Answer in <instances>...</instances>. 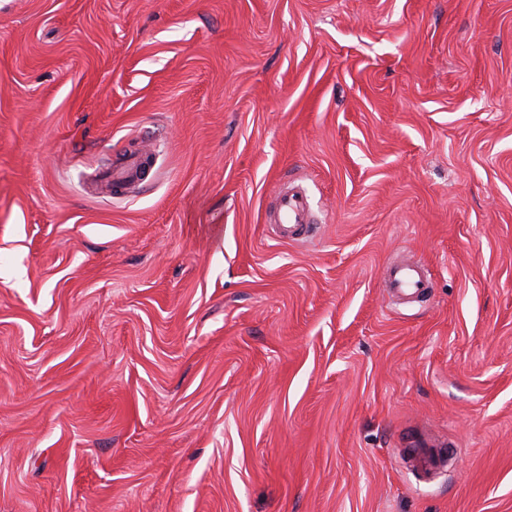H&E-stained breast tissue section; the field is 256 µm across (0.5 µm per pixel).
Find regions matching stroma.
<instances>
[{
	"mask_svg": "<svg viewBox=\"0 0 512 512\" xmlns=\"http://www.w3.org/2000/svg\"><path fill=\"white\" fill-rule=\"evenodd\" d=\"M0 512H512V0H0ZM153 159L154 153L143 151L136 156L131 157L124 166L114 169L112 172L113 194L123 193V186L127 177L134 174L139 170V168H146L150 166V173L155 165ZM310 210L306 198L297 193L282 192L277 198L274 215V235L286 242L309 240L314 233L310 224ZM383 283L390 293L410 298L424 297L430 288L425 269L417 263H391Z\"/></svg>",
	"mask_w": 512,
	"mask_h": 512,
	"instance_id": "35a3bbf8",
	"label": "stroma"
}]
</instances>
